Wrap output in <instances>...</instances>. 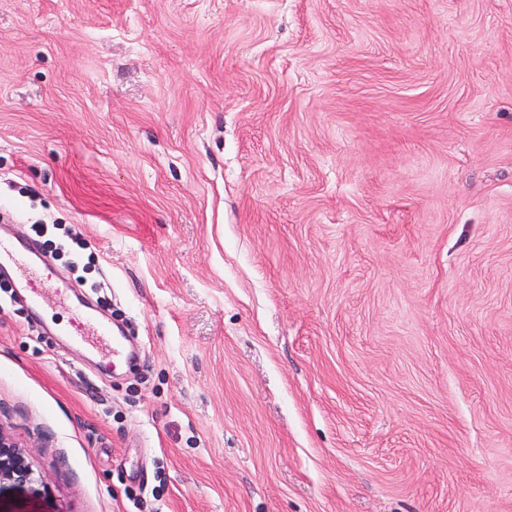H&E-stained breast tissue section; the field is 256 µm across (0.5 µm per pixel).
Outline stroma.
Instances as JSON below:
<instances>
[{
  "instance_id": "obj_1",
  "label": "stroma",
  "mask_w": 512,
  "mask_h": 512,
  "mask_svg": "<svg viewBox=\"0 0 512 512\" xmlns=\"http://www.w3.org/2000/svg\"><path fill=\"white\" fill-rule=\"evenodd\" d=\"M0 207V512H512V0H0ZM49 226H52L53 229L60 230L61 236L59 238L48 239L51 248L55 250V253H65L70 257L69 269L72 272H77L80 267L84 269L86 264L91 263V256H87V262H85V250L88 249V242L84 238V235L78 231L73 225L68 227L57 224H33L35 231L41 236L47 235L49 230L50 234H52V230ZM72 257L83 258L82 263H78L76 261H72ZM54 278L55 272L53 268L47 262H44L42 268L39 267L35 278L26 279L22 288H27L32 301L38 305L42 298V291L44 288L52 287L55 282ZM87 320L90 325L82 323L73 331L72 336L76 344L101 350L103 359L107 360L112 368L127 364L132 359L133 354L127 349L125 337L120 330L116 332L109 323L96 318L93 314H89ZM26 484L36 481L34 471L23 447L0 428V483Z\"/></svg>"
}]
</instances>
